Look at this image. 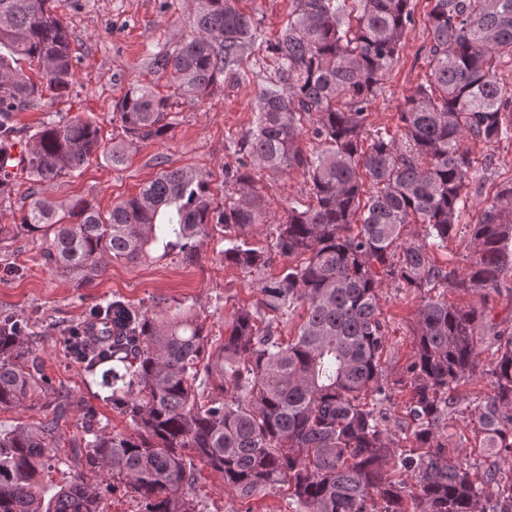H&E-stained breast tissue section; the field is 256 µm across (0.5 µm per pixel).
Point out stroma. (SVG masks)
I'll return each instance as SVG.
<instances>
[{
    "mask_svg": "<svg viewBox=\"0 0 512 512\" xmlns=\"http://www.w3.org/2000/svg\"><path fill=\"white\" fill-rule=\"evenodd\" d=\"M239 9L259 22L264 42L255 55L265 68H273L265 45L275 41L288 25L292 0H238ZM193 0H63L58 13L67 25L78 57L70 94L55 101H41L14 118L19 137L32 135L46 113L67 120L80 117L95 123L104 144L123 138L112 114L132 82L149 86L168 98L173 127L167 136L130 152L124 165L115 167L93 156L74 173L46 183L20 174L10 197L0 199V321L23 320L37 343V356L47 385L42 401L70 403L61 422L62 453H69L82 438V413L93 408L107 431L131 433L127 420L113 411L104 391L66 353L64 336L87 322L89 311L115 298L148 313L163 316L178 308L191 310L204 324L213 342L224 338V321L236 308L256 306L260 294L253 278L239 268L225 265L219 238L206 240L192 258L173 252L149 255L135 263L110 262L93 281L63 275L44 265L38 236L18 231L17 225L33 197H46L60 205L85 200L109 210L153 179L161 169L189 167L205 174L216 203L230 197L224 188V169L235 165L227 149L234 138L247 131L255 118V82L220 85L198 98L177 88L170 72L152 65L155 53L173 49L190 32ZM429 0H412L414 23L408 30L399 58L384 91L369 107L367 130L400 131L401 105L430 76L426 57L429 43ZM475 167H490L495 185L512 179V142L472 147ZM258 185L268 213L283 219L290 202L304 199L309 186L302 172L274 176L258 173ZM420 297L412 290L388 284L380 296L381 318L386 326L388 374L402 376L412 360L415 314ZM491 362L482 353V371L461 382L453 391L456 401L448 415V454L467 460L475 476H482L493 461L476 444L473 424L465 410L468 403L492 393L484 373ZM192 497L198 512H288V490L274 485L250 498H240L223 479L202 461L194 463Z\"/></svg>",
    "mask_w": 512,
    "mask_h": 512,
    "instance_id": "obj_1",
    "label": "stroma"
}]
</instances>
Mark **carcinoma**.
I'll return each mask as SVG.
<instances>
[{
	"instance_id": "obj_1",
	"label": "carcinoma",
	"mask_w": 512,
	"mask_h": 512,
	"mask_svg": "<svg viewBox=\"0 0 512 512\" xmlns=\"http://www.w3.org/2000/svg\"><path fill=\"white\" fill-rule=\"evenodd\" d=\"M293 0L288 28L266 46L276 70L256 93V121L232 143L237 165L224 167L232 202L215 204L205 177L166 169L106 214L84 200L71 222L57 204L32 200L19 228L45 244L47 266L92 281L107 260L136 262L150 248L186 258L209 227L224 231V263L255 277L262 306L239 307L224 321V339L209 344L192 312L162 317L113 300L91 312L105 333L71 332L70 357L100 375L112 409L133 433H111L87 411L83 447L59 456L58 403L37 426L0 431V512H103L102 491L130 492L140 512H196L190 491L195 459L239 496L288 486L290 512H512V471L491 463L480 481L466 461L448 459L444 436L450 391L491 351L494 392L474 408L481 447L512 453V317L463 309L443 297L469 288L483 301L512 293V182L481 199L487 169L474 168L469 143L512 140V96L497 63L512 57V0H431L428 30L433 80L419 85L399 112L400 137L366 132L368 106L399 57L414 22L411 0ZM194 34L153 64L185 92L205 96L224 78L255 74L246 63L258 25L235 0H195ZM36 65L38 80L15 67ZM77 61L57 0H0V148L15 133L13 115L48 95L70 93ZM124 140L101 148L87 120L48 115L20 150L22 171L36 182L76 171L99 153L112 165L163 139L169 103L130 84L116 105ZM309 134L321 149L306 153ZM307 177L309 194L287 216L267 214L256 170ZM476 260L464 275L432 260L456 237L467 206ZM270 224L268 246L246 235ZM423 227L421 240L407 227ZM288 264L272 278L273 257ZM420 295L415 348L405 375L389 380L379 317L385 283ZM300 315L287 342L279 325ZM46 382L26 327L0 323V412L24 409ZM409 392L410 449L388 431L392 390ZM82 469L62 485L45 482L52 464ZM405 471L413 488L393 474ZM496 493L486 491L489 485Z\"/></svg>"
}]
</instances>
